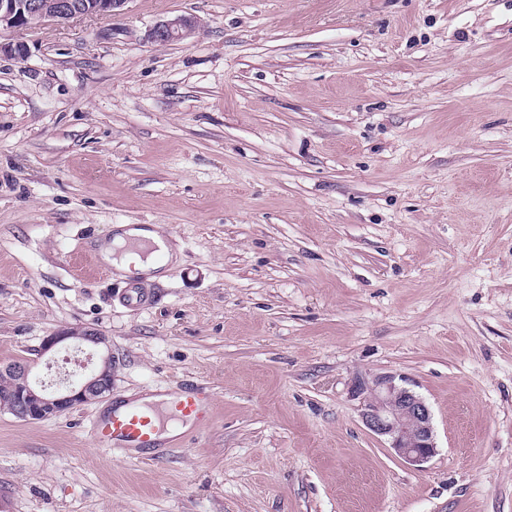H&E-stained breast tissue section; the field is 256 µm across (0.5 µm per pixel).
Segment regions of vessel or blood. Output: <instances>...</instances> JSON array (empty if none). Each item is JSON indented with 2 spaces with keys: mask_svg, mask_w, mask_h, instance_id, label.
<instances>
[{
  "mask_svg": "<svg viewBox=\"0 0 512 512\" xmlns=\"http://www.w3.org/2000/svg\"><path fill=\"white\" fill-rule=\"evenodd\" d=\"M126 305L145 310L152 296L138 281H130L122 293ZM215 397L201 388L172 391L169 399L142 404L134 398L112 401L90 421L89 433L99 447L125 457L163 447L166 427L200 425L211 416Z\"/></svg>",
  "mask_w": 512,
  "mask_h": 512,
  "instance_id": "vessel-or-blood-1",
  "label": "vessel or blood"
}]
</instances>
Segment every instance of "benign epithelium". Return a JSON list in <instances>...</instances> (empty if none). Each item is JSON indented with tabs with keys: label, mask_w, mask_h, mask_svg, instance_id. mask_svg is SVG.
I'll return each mask as SVG.
<instances>
[{
	"label": "benign epithelium",
	"mask_w": 512,
	"mask_h": 512,
	"mask_svg": "<svg viewBox=\"0 0 512 512\" xmlns=\"http://www.w3.org/2000/svg\"><path fill=\"white\" fill-rule=\"evenodd\" d=\"M126 0H0V31L26 29L36 22L65 23L78 17L113 15ZM200 22L189 16H176L158 23L150 33L153 42L164 45L195 36ZM78 340L86 344L88 359L99 366H84L77 380L53 390L32 378L35 363L17 361L0 370L16 377L7 390L6 408L24 421H42L98 399L112 391V350L106 338L95 329L69 326L56 329L42 339L40 355L54 353ZM352 395L362 400L365 426L383 437L396 455L420 468L437 452L431 410L412 389L398 383L396 376L381 374L370 381L357 380Z\"/></svg>",
	"instance_id": "7a95c632"
}]
</instances>
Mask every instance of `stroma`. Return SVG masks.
<instances>
[{"instance_id":"stroma-1","label":"stroma","mask_w":512,"mask_h":512,"mask_svg":"<svg viewBox=\"0 0 512 512\" xmlns=\"http://www.w3.org/2000/svg\"><path fill=\"white\" fill-rule=\"evenodd\" d=\"M0 41V367L58 384L40 343L79 325L113 394L215 395L140 462L101 401L0 410L16 512H512V0H127ZM119 224L178 255L151 309L84 253ZM383 373L431 409L425 467L362 422ZM200 28V22L194 17L180 15L158 23L151 30L150 38L153 42L164 45L193 37Z\"/></svg>"}]
</instances>
